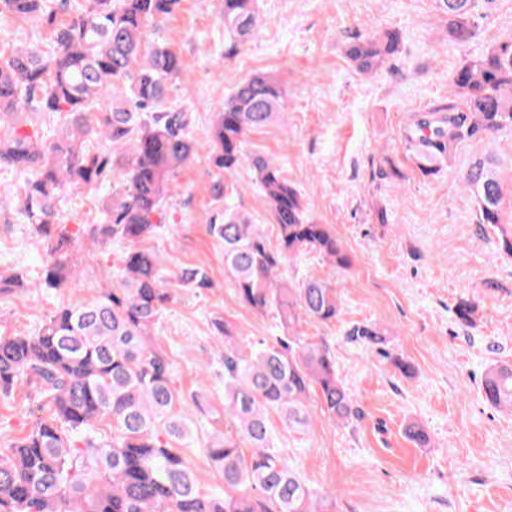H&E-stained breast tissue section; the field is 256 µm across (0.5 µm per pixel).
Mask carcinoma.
<instances>
[{
  "label": "carcinoma",
  "mask_w": 512,
  "mask_h": 512,
  "mask_svg": "<svg viewBox=\"0 0 512 512\" xmlns=\"http://www.w3.org/2000/svg\"><path fill=\"white\" fill-rule=\"evenodd\" d=\"M256 2L222 0L224 57L237 56L256 37L262 24ZM179 3L0 0V21H30L51 31L46 47L0 51V169L23 175L18 210L49 243L42 284L62 288L74 272L71 240L58 230L56 210L68 190H103L119 175L120 187L103 198L102 221L84 225L83 233L97 245H123L118 286L80 305L61 304L31 334L0 335V395L28 388L50 409L27 436L0 450V512H329L335 499L330 492L314 497L274 450L268 412L290 429L307 428V399L315 390L334 420L360 419L329 346L294 331L305 318L336 321L339 293L317 276L295 283L284 276L303 252L338 269L351 258L327 225L305 216L302 197L281 168L247 148L250 133L288 108L279 80L263 70L250 72L225 100L209 152L224 173L220 198L232 196L239 167L254 171L277 243L229 204L210 218L208 230L224 243V274L240 302L259 314L276 307L283 335L243 345L230 322H214L224 335V432L211 434L205 450L224 490H202L184 454L194 421L154 331L180 289L206 288L210 279L191 266L168 277L157 254L141 247L165 223L176 170L200 150L187 134V113L164 106L182 58L166 44H148ZM437 5L450 41L468 42L476 0ZM401 43L396 29L356 36L345 55L356 71L374 74ZM448 89V99L412 115L404 130L425 176L449 163L462 140L512 131V41L463 59L448 75ZM46 112L60 116L59 133L48 136L30 119ZM461 186L473 198L477 223H503V186L492 162L472 164ZM476 311L466 300L455 314L470 326ZM349 335L371 348L385 343L374 324L356 325ZM481 389L492 406L512 409V366L487 367Z\"/></svg>",
  "instance_id": "cac0c4a2"
}]
</instances>
